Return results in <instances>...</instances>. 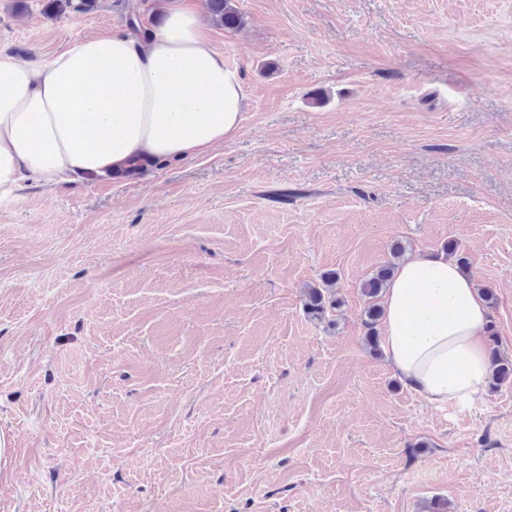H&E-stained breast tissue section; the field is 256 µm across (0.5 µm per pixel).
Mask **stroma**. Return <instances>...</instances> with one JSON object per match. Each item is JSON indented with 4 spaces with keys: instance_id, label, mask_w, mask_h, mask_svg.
<instances>
[{
    "instance_id": "1",
    "label": "stroma",
    "mask_w": 512,
    "mask_h": 512,
    "mask_svg": "<svg viewBox=\"0 0 512 512\" xmlns=\"http://www.w3.org/2000/svg\"><path fill=\"white\" fill-rule=\"evenodd\" d=\"M45 2L0 0V51L137 8ZM232 4L235 139L0 204V512H512V383L419 399L361 293L394 243L455 241L512 359V0ZM335 278V273H325L321 276V284L307 289L304 310L311 321L328 324L334 322L330 317L339 306L333 292Z\"/></svg>"
}]
</instances>
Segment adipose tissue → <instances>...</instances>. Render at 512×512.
Here are the masks:
<instances>
[{
	"label": "adipose tissue",
	"mask_w": 512,
	"mask_h": 512,
	"mask_svg": "<svg viewBox=\"0 0 512 512\" xmlns=\"http://www.w3.org/2000/svg\"><path fill=\"white\" fill-rule=\"evenodd\" d=\"M162 10L154 30L80 38L37 66L0 52V202L26 184L192 160L237 135V70L209 46L187 0ZM488 324L479 286L442 255L404 260L383 296L386 361L438 408L472 405L485 392Z\"/></svg>",
	"instance_id": "obj_1"
}]
</instances>
